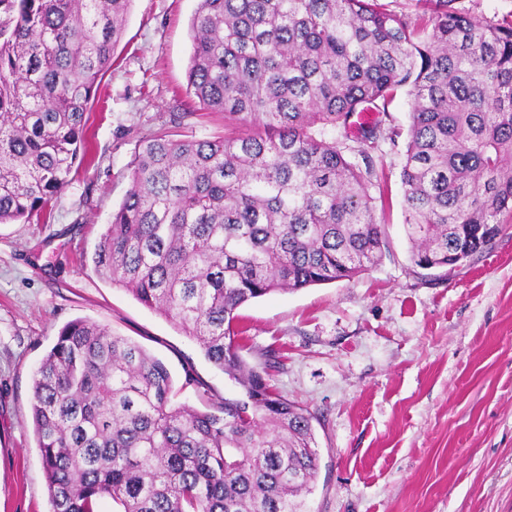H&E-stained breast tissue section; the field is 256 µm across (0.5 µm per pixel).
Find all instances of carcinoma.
Segmentation results:
<instances>
[{"label":"carcinoma","mask_w":512,"mask_h":512,"mask_svg":"<svg viewBox=\"0 0 512 512\" xmlns=\"http://www.w3.org/2000/svg\"><path fill=\"white\" fill-rule=\"evenodd\" d=\"M417 22L378 0H200L187 92L231 136L141 141L91 261L194 338L241 388L200 410L167 366L88 319L66 323L33 377L52 512H308L314 415L241 355L239 309L350 279L387 249L371 160L407 88L400 173L411 261L468 258L512 223V20L435 0ZM131 0H0V224L31 222L87 154L90 101Z\"/></svg>","instance_id":"cac0c4a2"}]
</instances>
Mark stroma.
<instances>
[{"label": "stroma", "mask_w": 512, "mask_h": 512, "mask_svg": "<svg viewBox=\"0 0 512 512\" xmlns=\"http://www.w3.org/2000/svg\"><path fill=\"white\" fill-rule=\"evenodd\" d=\"M198 0H132L88 114L92 161L42 221L0 224V512H50L31 418L32 375L57 331L87 318L141 344L195 407L238 386L170 320L97 273L92 253L128 188L140 141L224 131L185 94ZM370 156L388 248L353 278L243 306V358L274 355L271 383L316 416L321 465L310 512H512V223L460 267L414 266L400 173L410 99ZM196 383L184 386L186 374Z\"/></svg>", "instance_id": "1"}]
</instances>
